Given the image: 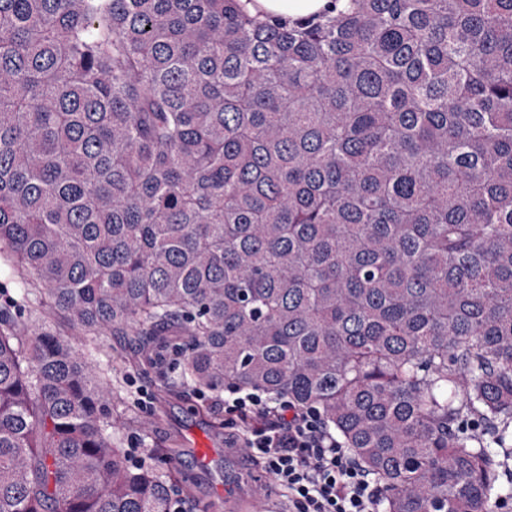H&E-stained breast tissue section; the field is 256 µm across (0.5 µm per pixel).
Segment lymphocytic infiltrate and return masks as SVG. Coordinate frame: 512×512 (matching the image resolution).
I'll list each match as a JSON object with an SVG mask.
<instances>
[{
  "instance_id": "obj_1",
  "label": "lymphocytic infiltrate",
  "mask_w": 512,
  "mask_h": 512,
  "mask_svg": "<svg viewBox=\"0 0 512 512\" xmlns=\"http://www.w3.org/2000/svg\"><path fill=\"white\" fill-rule=\"evenodd\" d=\"M212 405L232 415L237 443L285 490L287 512H381L379 484L319 408L229 386Z\"/></svg>"
}]
</instances>
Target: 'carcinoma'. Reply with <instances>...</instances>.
Returning a JSON list of instances; mask_svg holds the SVG:
<instances>
[{
  "instance_id": "1",
  "label": "carcinoma",
  "mask_w": 512,
  "mask_h": 512,
  "mask_svg": "<svg viewBox=\"0 0 512 512\" xmlns=\"http://www.w3.org/2000/svg\"><path fill=\"white\" fill-rule=\"evenodd\" d=\"M0 512H171L99 337L318 407L385 512H494L512 448V0H0ZM330 0H252L248 10L262 19L295 21L318 15L327 9ZM6 249L2 248L0 255V303L7 301L15 303L21 301L24 284L5 255Z\"/></svg>"
}]
</instances>
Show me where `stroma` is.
I'll list each match as a JSON object with an SVG mask.
<instances>
[{
	"instance_id": "35a3bbf8",
	"label": "stroma",
	"mask_w": 512,
	"mask_h": 512,
	"mask_svg": "<svg viewBox=\"0 0 512 512\" xmlns=\"http://www.w3.org/2000/svg\"><path fill=\"white\" fill-rule=\"evenodd\" d=\"M100 364H111L122 398L112 407L124 448L142 449L147 461L172 470L192 488L194 512L215 504L217 512H245L251 488L263 489L268 512H284L286 494L265 470L232 445L230 428L217 427L221 411L210 400L183 389L159 404L156 393L164 382L163 369L134 336H105L100 340ZM213 449L209 469L197 467L188 439Z\"/></svg>"
}]
</instances>
